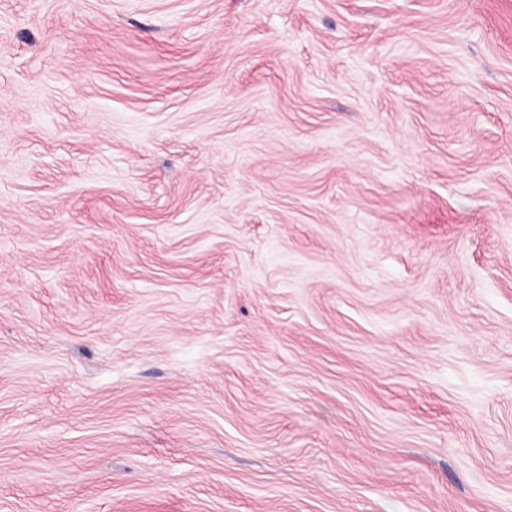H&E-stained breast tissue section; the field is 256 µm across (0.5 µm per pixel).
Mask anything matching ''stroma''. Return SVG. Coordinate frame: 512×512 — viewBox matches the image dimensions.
Segmentation results:
<instances>
[{
	"mask_svg": "<svg viewBox=\"0 0 512 512\" xmlns=\"http://www.w3.org/2000/svg\"><path fill=\"white\" fill-rule=\"evenodd\" d=\"M0 512H512V0H0Z\"/></svg>",
	"mask_w": 512,
	"mask_h": 512,
	"instance_id": "1",
	"label": "stroma"
}]
</instances>
